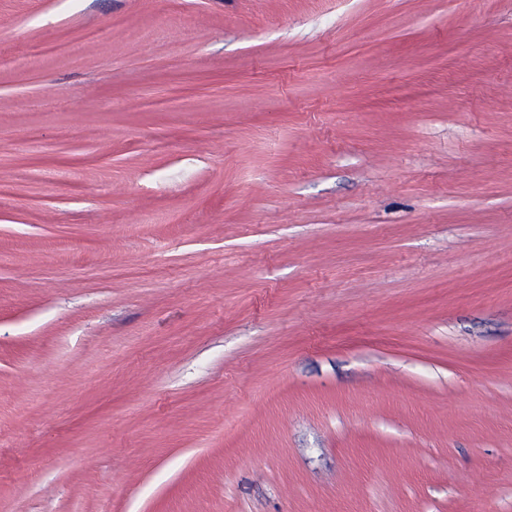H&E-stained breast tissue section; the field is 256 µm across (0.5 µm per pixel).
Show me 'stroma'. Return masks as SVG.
<instances>
[{"mask_svg": "<svg viewBox=\"0 0 512 512\" xmlns=\"http://www.w3.org/2000/svg\"><path fill=\"white\" fill-rule=\"evenodd\" d=\"M0 56V512H512V0H0Z\"/></svg>", "mask_w": 512, "mask_h": 512, "instance_id": "stroma-1", "label": "stroma"}]
</instances>
